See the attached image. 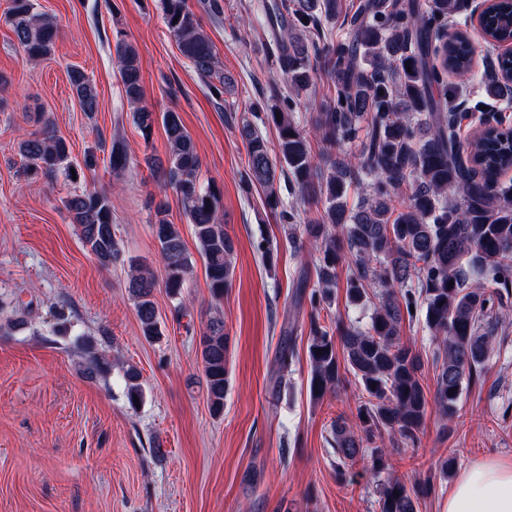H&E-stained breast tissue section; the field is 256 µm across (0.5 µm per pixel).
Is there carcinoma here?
Listing matches in <instances>:
<instances>
[{"mask_svg":"<svg viewBox=\"0 0 512 512\" xmlns=\"http://www.w3.org/2000/svg\"><path fill=\"white\" fill-rule=\"evenodd\" d=\"M161 3L182 55L217 94L229 91L232 81L218 68L215 46L188 0ZM461 8L462 0H358L346 10L341 0H272L254 15L277 51L282 81L270 86L268 97L250 105L252 111H266L276 127L277 151H271L248 120L241 123L248 153L245 190L261 187L265 210L291 223L295 215L284 208L276 187L281 173L297 187L303 205L321 209L320 218L305 225L321 252L311 303L331 295L344 262L350 266L349 302H361L375 288L367 327L341 317L332 327L310 322L312 398L320 400L353 382L367 393L359 425L349 429L337 422L332 428L341 475L362 459L372 477H380L390 468L385 442L415 444L431 406L444 418L456 414L463 385L488 359L493 325L503 320L495 301L512 293V181L501 180L512 169V136L484 131L461 143L455 133L458 104L448 93V74L462 76L472 62L466 40L448 38V27L456 25ZM340 15L343 31L323 38V47H317L322 21ZM4 19L27 61L51 53L57 26L37 10L34 0H9ZM486 27L496 40H512V0L493 5ZM116 51L134 125L146 140L159 122L166 134V159L150 157L146 163L176 193L193 226L211 294L220 299L231 284L234 254L219 217L220 190L200 182L196 145L179 114L142 105L139 54L120 29ZM510 62L500 57L490 61L483 78L488 100L512 101V78L495 75ZM319 66L327 70L336 95L322 101L309 132L294 121L292 112L312 87ZM69 78L82 110L97 111L92 80L78 69ZM362 130L365 142L358 157L315 162L311 135L330 150ZM17 152L29 176L51 180L61 171L71 172L68 144L48 115L18 143ZM128 164L124 143L113 140L112 172L118 175ZM364 179L370 180L372 193L359 196L347 210L348 187ZM64 205L99 264L109 268L120 262L123 250L112 230L108 196L83 191L67 197ZM152 233L166 269L164 288L178 297L191 260L181 230L168 220L163 203L156 206ZM156 285L149 268L131 267L128 291L142 335L149 340L161 336L153 298ZM419 308L437 342L431 393L420 382V353L402 336L405 318L416 316ZM82 344L87 373L107 374L109 366L95 341L86 337ZM200 348L210 407L219 414L229 384L228 336L221 319L207 324ZM124 377L134 406V397H142L140 374L129 367ZM434 493L430 474L410 485L389 477L381 483L378 506L380 512H416L418 502Z\"/></svg>","mask_w":512,"mask_h":512,"instance_id":"carcinoma-1","label":"carcinoma"}]
</instances>
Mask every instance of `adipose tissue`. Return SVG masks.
<instances>
[{
    "label": "adipose tissue",
    "mask_w": 512,
    "mask_h": 512,
    "mask_svg": "<svg viewBox=\"0 0 512 512\" xmlns=\"http://www.w3.org/2000/svg\"><path fill=\"white\" fill-rule=\"evenodd\" d=\"M447 512H512V462L490 460L464 470L448 493Z\"/></svg>",
    "instance_id": "obj_1"
}]
</instances>
